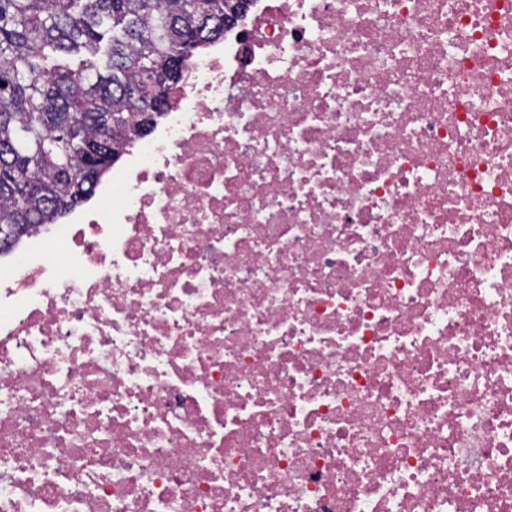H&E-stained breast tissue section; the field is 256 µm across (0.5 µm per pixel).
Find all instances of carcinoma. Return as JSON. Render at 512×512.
Here are the masks:
<instances>
[{"mask_svg": "<svg viewBox=\"0 0 512 512\" xmlns=\"http://www.w3.org/2000/svg\"><path fill=\"white\" fill-rule=\"evenodd\" d=\"M0 0V225L53 224L154 127L228 0Z\"/></svg>", "mask_w": 512, "mask_h": 512, "instance_id": "1", "label": "carcinoma"}]
</instances>
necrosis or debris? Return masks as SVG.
I'll return each instance as SVG.
<instances>
[{
    "label": "necrosis or debris",
    "mask_w": 512,
    "mask_h": 512,
    "mask_svg": "<svg viewBox=\"0 0 512 512\" xmlns=\"http://www.w3.org/2000/svg\"><path fill=\"white\" fill-rule=\"evenodd\" d=\"M0 259V512H512V0H251Z\"/></svg>",
    "instance_id": "necrosis-or-debris-1"
}]
</instances>
